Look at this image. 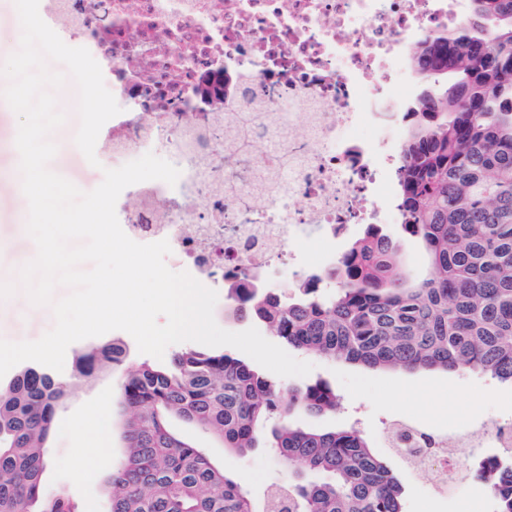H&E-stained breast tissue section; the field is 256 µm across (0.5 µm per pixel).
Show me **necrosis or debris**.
<instances>
[{
  "instance_id": "obj_1",
  "label": "necrosis or debris",
  "mask_w": 512,
  "mask_h": 512,
  "mask_svg": "<svg viewBox=\"0 0 512 512\" xmlns=\"http://www.w3.org/2000/svg\"><path fill=\"white\" fill-rule=\"evenodd\" d=\"M42 19L89 50L121 108L103 129L113 161L176 153V185L129 186L160 218L117 204L139 243L218 289L283 288L296 246L402 223L381 207L400 162L411 53L463 26L468 0H40ZM225 74L222 115L191 97Z\"/></svg>"
}]
</instances>
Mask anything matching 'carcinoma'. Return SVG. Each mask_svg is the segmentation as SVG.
I'll return each instance as SVG.
<instances>
[{"label":"carcinoma","mask_w":512,"mask_h":512,"mask_svg":"<svg viewBox=\"0 0 512 512\" xmlns=\"http://www.w3.org/2000/svg\"><path fill=\"white\" fill-rule=\"evenodd\" d=\"M471 22L416 46L415 74L432 79L412 116L397 170L404 232L423 244L428 274H404L400 246L383 229L354 240L336 264L293 296L239 288L234 312L258 320L296 350L367 369L478 371L512 386V0H470ZM123 349L96 346L61 380L21 369L0 388V512H79L44 493V442L60 402L93 375L120 368ZM125 452L110 477L109 512H406L402 487L354 429L295 426L296 413L336 412L326 380L295 392L246 361L210 348L175 353L170 367L142 362L118 387ZM280 463L325 476L257 507L240 477L171 427L190 422L246 454L265 423ZM496 510L512 512V447L470 468Z\"/></svg>","instance_id":"carcinoma-1"}]
</instances>
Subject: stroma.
I'll return each mask as SVG.
<instances>
[{"mask_svg":"<svg viewBox=\"0 0 512 512\" xmlns=\"http://www.w3.org/2000/svg\"><path fill=\"white\" fill-rule=\"evenodd\" d=\"M57 106L65 122L50 138L68 145L64 159H52L70 182L89 192L104 178L101 167L92 166L75 145L79 127L78 91L72 79L55 88ZM19 118L0 98V338L19 342L34 341L54 325L50 308L32 305L19 285L18 271L36 255L34 241L26 231L28 204L17 193L21 178L20 155L15 140ZM296 359L312 363L305 377H283L280 385L300 389L316 379L329 381L342 398L341 409L333 415L295 414L294 422L303 428L332 430L354 427L370 441L387 462L404 488L406 512H493L494 503L485 486L470 473H462L456 485L444 488L434 471H421L401 460L387 448L382 432L395 420H413L448 440L459 439L471 429L490 421L512 424V387L497 384L474 371L447 374L440 371L371 370L340 365L317 356L296 352ZM118 385L111 370L98 372L90 383L63 400L57 410L52 432L45 443L49 464L43 474V487L51 495L71 498L80 512H107L110 504L108 477L124 451L123 412L119 402H108ZM108 403L110 433L101 455L97 475H80L73 453L84 438L80 423L90 409ZM174 429L195 446L206 450L212 462L225 472L240 476L256 500L267 490L285 486L297 478L295 469L280 465L274 452L258 448L247 455L225 451L221 441L201 429L173 420Z\"/></svg>","mask_w":512,"mask_h":512,"instance_id":"1","label":"stroma"}]
</instances>
